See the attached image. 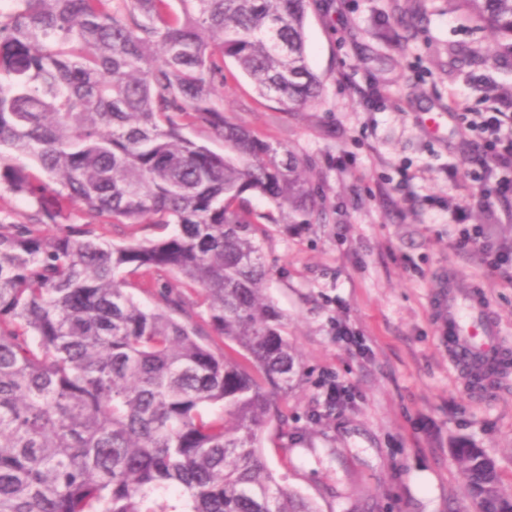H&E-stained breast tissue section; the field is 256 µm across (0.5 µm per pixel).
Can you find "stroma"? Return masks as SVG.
Wrapping results in <instances>:
<instances>
[{
    "instance_id": "35a3bbf8",
    "label": "stroma",
    "mask_w": 512,
    "mask_h": 512,
    "mask_svg": "<svg viewBox=\"0 0 512 512\" xmlns=\"http://www.w3.org/2000/svg\"><path fill=\"white\" fill-rule=\"evenodd\" d=\"M321 96L300 112L258 97L232 60L218 97L232 121L309 160L326 221L270 226L267 293L303 367L262 441L266 465L320 512H469L449 439L493 456L512 488V378L467 392L439 333L438 293L458 271L512 333V277L452 247L449 195L466 196L492 239L512 214L470 180L474 137L452 114L512 92V56L457 0H313L305 25ZM334 380L348 397L324 403Z\"/></svg>"
}]
</instances>
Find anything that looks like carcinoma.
<instances>
[{
  "mask_svg": "<svg viewBox=\"0 0 512 512\" xmlns=\"http://www.w3.org/2000/svg\"><path fill=\"white\" fill-rule=\"evenodd\" d=\"M11 2L0 190L34 210L0 216V512H319L261 455L263 433L284 426L274 396L301 366L259 236L321 222L323 196L307 162L214 100L226 58L285 112L318 97L310 0ZM458 3L512 54V0ZM248 192L276 214L246 208ZM144 223L173 232H95ZM50 224L67 228L36 229ZM160 273L200 289L205 323L168 288L151 309L135 300ZM452 452L474 512H512L494 459ZM171 230V227L167 230L156 227L154 224H140L135 229H131L122 224H112L100 226L97 233L104 236L106 239L112 240L114 243H119L126 240L130 233H134V237L137 239H152L163 236Z\"/></svg>",
  "mask_w": 512,
  "mask_h": 512,
  "instance_id": "cac0c4a2",
  "label": "carcinoma"
}]
</instances>
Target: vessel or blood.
<instances>
[{
    "label": "vessel or blood",
    "mask_w": 512,
    "mask_h": 512,
    "mask_svg": "<svg viewBox=\"0 0 512 512\" xmlns=\"http://www.w3.org/2000/svg\"><path fill=\"white\" fill-rule=\"evenodd\" d=\"M438 313L448 358L471 393L483 392L512 373V340L502 333L487 299L456 274L447 278Z\"/></svg>",
    "instance_id": "vessel-or-blood-1"
}]
</instances>
